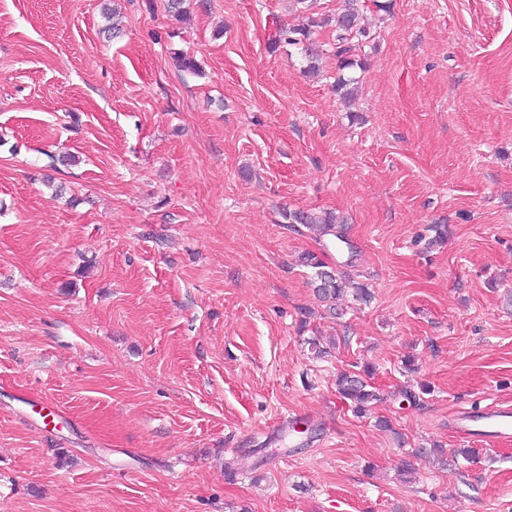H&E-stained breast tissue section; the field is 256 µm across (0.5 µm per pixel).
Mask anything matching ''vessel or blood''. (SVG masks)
I'll return each mask as SVG.
<instances>
[{"mask_svg":"<svg viewBox=\"0 0 512 512\" xmlns=\"http://www.w3.org/2000/svg\"><path fill=\"white\" fill-rule=\"evenodd\" d=\"M448 428L466 439L490 445L512 442V404L493 402L478 408H465L450 419Z\"/></svg>","mask_w":512,"mask_h":512,"instance_id":"b4317fda","label":"vessel or blood"}]
</instances>
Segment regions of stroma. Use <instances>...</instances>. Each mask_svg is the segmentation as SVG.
Wrapping results in <instances>:
<instances>
[{"instance_id": "35a3bbf8", "label": "stroma", "mask_w": 512, "mask_h": 512, "mask_svg": "<svg viewBox=\"0 0 512 512\" xmlns=\"http://www.w3.org/2000/svg\"><path fill=\"white\" fill-rule=\"evenodd\" d=\"M342 7L313 77L292 0H0V512H512V444L448 430L512 402V0H362L350 106ZM289 210L370 304L324 315ZM288 223L303 224L306 228L319 231L323 237H327L328 241L334 243L336 250H339L342 244H346L351 249L345 234L344 220L340 219L333 213H326L324 216H317L308 211H289L285 214ZM371 371L363 368L362 372L345 371L336 378V390L343 400L353 404V411L358 415H367L378 401L379 392L370 382Z\"/></svg>"}]
</instances>
